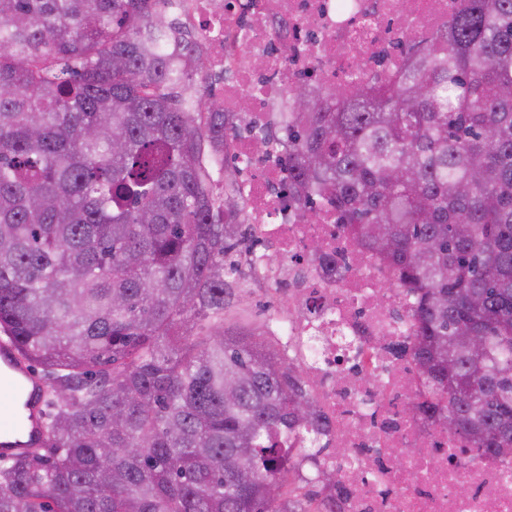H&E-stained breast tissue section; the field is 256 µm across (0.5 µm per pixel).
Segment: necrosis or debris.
Wrapping results in <instances>:
<instances>
[{"label":"necrosis or debris","mask_w":512,"mask_h":512,"mask_svg":"<svg viewBox=\"0 0 512 512\" xmlns=\"http://www.w3.org/2000/svg\"><path fill=\"white\" fill-rule=\"evenodd\" d=\"M464 0H167L186 24L203 31L224 85L215 92L229 120L224 160L245 166L227 191L240 203L237 222L249 242L226 274L259 282L279 295L268 329L313 386L328 422L325 441L345 453L324 469L348 491L341 512H512V466L456 456L458 442L423 415L400 405L416 390L415 369L372 349L375 338L413 331L412 295L394 286L377 256L355 252L338 231L336 212H305L301 198L276 188L285 142L255 146L261 131L280 128L292 87L312 82L329 92L360 73L396 66L408 47L449 27ZM271 246L284 263L261 252ZM350 337L343 352L337 335ZM466 495H458L459 487Z\"/></svg>","instance_id":"1"}]
</instances>
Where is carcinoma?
Segmentation results:
<instances>
[{
	"instance_id": "obj_1",
	"label": "carcinoma",
	"mask_w": 512,
	"mask_h": 512,
	"mask_svg": "<svg viewBox=\"0 0 512 512\" xmlns=\"http://www.w3.org/2000/svg\"><path fill=\"white\" fill-rule=\"evenodd\" d=\"M155 2L0 0V341L48 406L43 445L0 463V512H338L289 489L285 444L326 426L297 367L224 328V112L202 37ZM291 108L288 187L416 293L404 410L512 463V0H466L408 64Z\"/></svg>"
}]
</instances>
